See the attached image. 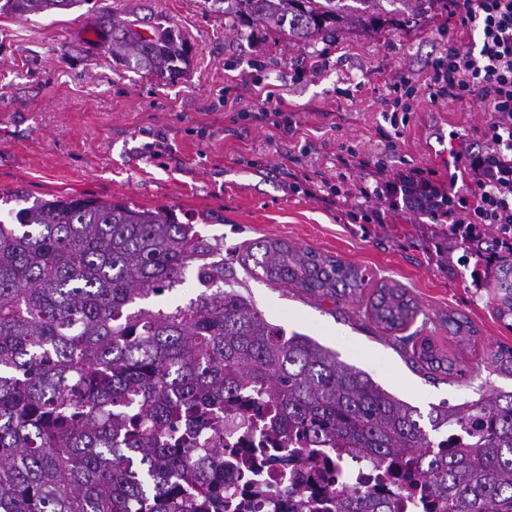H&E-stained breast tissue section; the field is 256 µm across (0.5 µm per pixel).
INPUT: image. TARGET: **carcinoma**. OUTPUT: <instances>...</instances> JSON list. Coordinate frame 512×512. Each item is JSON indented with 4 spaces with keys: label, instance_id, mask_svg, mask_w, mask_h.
<instances>
[{
    "label": "carcinoma",
    "instance_id": "1",
    "mask_svg": "<svg viewBox=\"0 0 512 512\" xmlns=\"http://www.w3.org/2000/svg\"><path fill=\"white\" fill-rule=\"evenodd\" d=\"M88 0H0V13L71 10ZM214 0L232 25L277 29L301 47L358 24L376 32L380 0ZM104 47L127 67L183 74L190 49L161 24L103 22ZM504 225L432 224L495 271L496 317L512 319V251ZM248 275L318 296L365 277L338 259L280 240L247 247ZM193 270L202 291L154 307ZM224 248L173 210L130 201L0 194V512H221L239 487L206 447L224 414L246 407L270 435L353 454L438 512H512V390L427 413L385 390L313 337L270 323L235 288ZM418 313L408 291L382 284L371 318L392 331ZM197 488L185 508L181 487ZM291 512H316L288 488L258 490ZM334 512H398L363 487L334 492Z\"/></svg>",
    "mask_w": 512,
    "mask_h": 512
}]
</instances>
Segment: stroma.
<instances>
[{
  "mask_svg": "<svg viewBox=\"0 0 512 512\" xmlns=\"http://www.w3.org/2000/svg\"><path fill=\"white\" fill-rule=\"evenodd\" d=\"M378 10L388 17L381 33L346 27L304 49L262 26L237 34L210 0H90L74 11L0 15V192L170 207L181 223L206 219L228 255L279 239L341 260L365 277L350 298H314L240 269L237 289L272 323L314 337L421 411L511 391L512 366L495 354L512 349V328L495 316L474 259L432 235L423 214L327 195L344 178L372 182L367 159L390 176L420 167L447 185L452 151L487 140L491 117L479 104L429 99L435 60L449 42L472 40L455 9L410 19L400 0H381ZM105 15L180 33L191 47L186 75L163 80L113 59L99 35ZM402 73L412 78L402 97L411 110L391 143L382 111ZM265 106L298 122L296 138L253 120ZM346 147L356 161L341 163ZM383 282L418 305L397 332L368 313ZM426 339L453 371L413 360Z\"/></svg>",
  "mask_w": 512,
  "mask_h": 512,
  "instance_id": "1",
  "label": "stroma"
}]
</instances>
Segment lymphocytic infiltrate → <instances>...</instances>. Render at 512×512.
Segmentation results:
<instances>
[{"mask_svg":"<svg viewBox=\"0 0 512 512\" xmlns=\"http://www.w3.org/2000/svg\"><path fill=\"white\" fill-rule=\"evenodd\" d=\"M463 30L479 35L466 47L449 44L434 64L431 101L483 104L491 114V137L478 151L458 152L462 185L439 188L412 168L368 188L349 183L337 198L382 194L390 207L427 215L436 224H512V0H457Z\"/></svg>","mask_w":512,"mask_h":512,"instance_id":"f902f5d3","label":"lymphocytic infiltrate"}]
</instances>
